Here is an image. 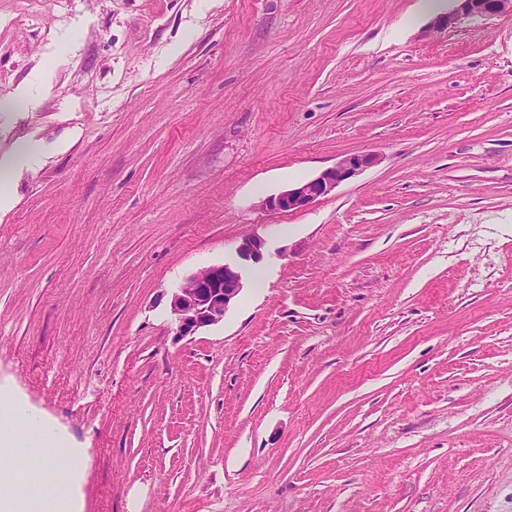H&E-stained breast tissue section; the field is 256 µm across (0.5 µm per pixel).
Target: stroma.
Segmentation results:
<instances>
[{
    "instance_id": "stroma-1",
    "label": "stroma",
    "mask_w": 512,
    "mask_h": 512,
    "mask_svg": "<svg viewBox=\"0 0 512 512\" xmlns=\"http://www.w3.org/2000/svg\"><path fill=\"white\" fill-rule=\"evenodd\" d=\"M455 7L74 0L36 31L0 0V162L37 145L0 416L83 459L73 512H512V14L434 28ZM252 234L223 323L177 335L172 288ZM375 160L376 156L373 154H349L315 178L262 199L258 206L269 212L303 210L319 197L330 194L340 183L361 173Z\"/></svg>"
}]
</instances>
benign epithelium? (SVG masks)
I'll return each mask as SVG.
<instances>
[{"label": "benign epithelium", "instance_id": "benign-epithelium-1", "mask_svg": "<svg viewBox=\"0 0 512 512\" xmlns=\"http://www.w3.org/2000/svg\"><path fill=\"white\" fill-rule=\"evenodd\" d=\"M458 9L435 21L445 28L462 17H491L512 13V0H458ZM376 160L373 154H349L315 178L297 183L259 202L264 211H298L309 207L319 197L358 175ZM266 242L258 235L244 238L235 250V257L206 266L185 277L172 288L169 309L176 334L188 336L199 330L224 322L231 303L244 287L245 278L263 262Z\"/></svg>", "mask_w": 512, "mask_h": 512}]
</instances>
